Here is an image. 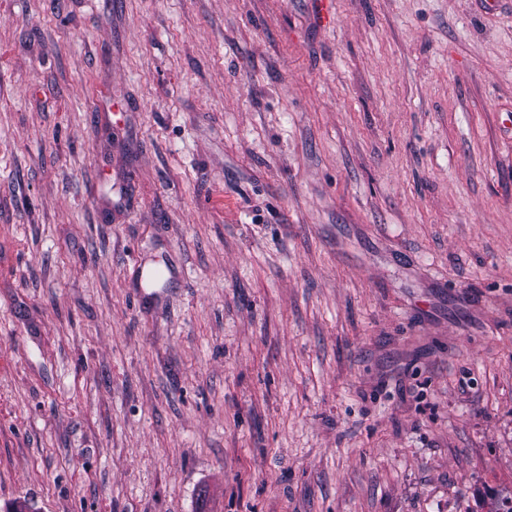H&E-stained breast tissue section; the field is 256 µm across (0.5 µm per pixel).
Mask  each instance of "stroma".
I'll return each instance as SVG.
<instances>
[{"mask_svg":"<svg viewBox=\"0 0 512 512\" xmlns=\"http://www.w3.org/2000/svg\"><path fill=\"white\" fill-rule=\"evenodd\" d=\"M512 496V0H0V512Z\"/></svg>","mask_w":512,"mask_h":512,"instance_id":"35a3bbf8","label":"stroma"}]
</instances>
